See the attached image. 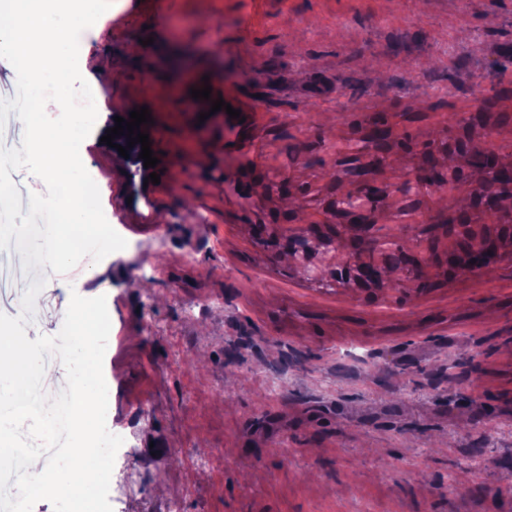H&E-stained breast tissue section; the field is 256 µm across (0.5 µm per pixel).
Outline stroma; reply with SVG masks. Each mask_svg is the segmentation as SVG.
<instances>
[{"instance_id":"1","label":"stroma","mask_w":512,"mask_h":512,"mask_svg":"<svg viewBox=\"0 0 512 512\" xmlns=\"http://www.w3.org/2000/svg\"><path fill=\"white\" fill-rule=\"evenodd\" d=\"M78 64L98 111L80 156L127 246L63 275L18 270L7 250L0 312L45 278L34 319L54 336L72 294L105 296L106 424L132 450L114 462L113 512L173 497L182 512H512V264L451 274L416 233L429 211L477 214L468 181L393 221L403 180L447 162L434 143L512 158V123L476 119L512 113V0H112ZM206 85L240 119L190 96ZM144 105L161 175L134 199L102 138ZM452 112L474 120L448 128ZM374 114L393 141L375 219L425 273L371 294L314 287L252 227L321 223L336 187L325 147Z\"/></svg>"}]
</instances>
